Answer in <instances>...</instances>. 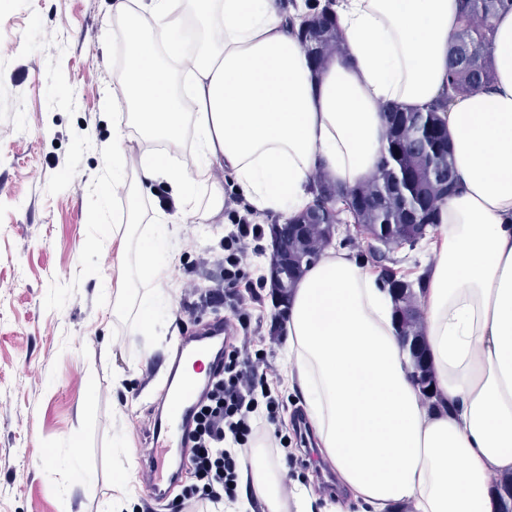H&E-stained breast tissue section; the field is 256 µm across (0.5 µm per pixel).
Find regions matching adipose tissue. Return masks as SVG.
I'll return each instance as SVG.
<instances>
[{
  "instance_id": "1",
  "label": "adipose tissue",
  "mask_w": 512,
  "mask_h": 512,
  "mask_svg": "<svg viewBox=\"0 0 512 512\" xmlns=\"http://www.w3.org/2000/svg\"><path fill=\"white\" fill-rule=\"evenodd\" d=\"M148 13L114 0L121 62L112 80V193L118 275L112 312L135 280L162 298L173 225L195 214L194 188L213 166L261 213L306 209L312 175L356 187L385 144L383 110L411 111L443 96L460 0H338L345 51L314 66L291 22L298 0H150ZM494 78L455 97L442 118L459 187L440 210L441 243L421 293L427 358L438 395L422 401L398 337L388 288L349 252L331 248L295 283L285 328L288 385L297 389L350 504L316 510L306 487L284 491L272 440L243 459L241 486L262 512H499L494 477L512 474V10L490 35ZM192 121L195 149L169 160L134 154L140 130L178 145ZM165 180L175 214L159 212L151 242L129 265L126 235L145 188Z\"/></svg>"
}]
</instances>
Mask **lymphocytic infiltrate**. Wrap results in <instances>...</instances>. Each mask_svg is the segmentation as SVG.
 Listing matches in <instances>:
<instances>
[{"mask_svg":"<svg viewBox=\"0 0 512 512\" xmlns=\"http://www.w3.org/2000/svg\"><path fill=\"white\" fill-rule=\"evenodd\" d=\"M265 231L249 215L237 216L224 237L225 290L210 293L214 303H228L242 330L240 344L224 346V368L211 380L194 413L189 462L194 482L184 500H206L212 504L236 503L242 454L259 431L276 424L279 402L273 396L280 384L278 373L265 371L261 357L248 354L254 332L245 300L237 286L263 285L253 277L248 255L261 254Z\"/></svg>","mask_w":512,"mask_h":512,"instance_id":"1","label":"lymphocytic infiltrate"}]
</instances>
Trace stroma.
Wrapping results in <instances>:
<instances>
[{"label": "stroma", "mask_w": 512, "mask_h": 512, "mask_svg": "<svg viewBox=\"0 0 512 512\" xmlns=\"http://www.w3.org/2000/svg\"><path fill=\"white\" fill-rule=\"evenodd\" d=\"M112 2L0 0V512H107L120 485L133 512H173L182 484L159 500L142 481L153 405L178 336L231 315L200 294L223 287L224 235L246 202L226 191L208 218L204 183L164 257L170 312H143L139 289L112 317ZM250 309L255 349L287 373L284 306L263 287ZM280 395L291 443L273 462L335 504L318 478L331 463L294 429L299 397ZM289 452L310 468L287 467Z\"/></svg>", "instance_id": "stroma-1"}]
</instances>
